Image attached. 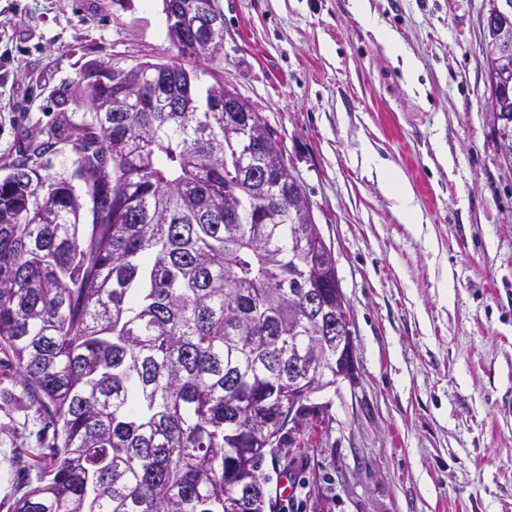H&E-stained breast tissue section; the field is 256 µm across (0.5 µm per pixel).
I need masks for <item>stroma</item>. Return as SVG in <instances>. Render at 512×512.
I'll use <instances>...</instances> for the list:
<instances>
[{
	"label": "stroma",
	"instance_id": "stroma-1",
	"mask_svg": "<svg viewBox=\"0 0 512 512\" xmlns=\"http://www.w3.org/2000/svg\"><path fill=\"white\" fill-rule=\"evenodd\" d=\"M218 0L224 78L281 133L336 260L352 379L265 465L273 512H512V161L483 54L487 0ZM394 32L416 64L377 31ZM162 0H0V164L93 60H168ZM413 190L415 223L366 162ZM52 440L0 348V512ZM381 41L388 47L394 56L402 57V71L408 86H413L415 81V65L411 57L406 55L400 40L392 33L381 31Z\"/></svg>",
	"mask_w": 512,
	"mask_h": 512
}]
</instances>
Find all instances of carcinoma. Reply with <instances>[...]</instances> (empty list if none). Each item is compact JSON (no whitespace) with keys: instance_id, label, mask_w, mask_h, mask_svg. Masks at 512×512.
<instances>
[{"instance_id":"cac0c4a2","label":"carcinoma","mask_w":512,"mask_h":512,"mask_svg":"<svg viewBox=\"0 0 512 512\" xmlns=\"http://www.w3.org/2000/svg\"><path fill=\"white\" fill-rule=\"evenodd\" d=\"M490 102L512 157V15L485 18ZM167 26L175 58L121 65L132 85L115 111L112 85L82 75L58 91L60 119L17 129L0 176V347L9 352L53 443L34 486L10 512H266L263 463L281 447L291 369L330 386L336 264L282 141L251 113L259 158L237 150L224 74ZM213 84L199 100L200 76ZM166 96L139 108L160 86ZM87 105L81 121L71 105ZM71 145L69 178L40 173ZM277 169L261 189L247 170ZM83 184L77 190L73 180ZM91 221L83 223L85 213ZM320 308L307 306L310 295Z\"/></svg>"}]
</instances>
